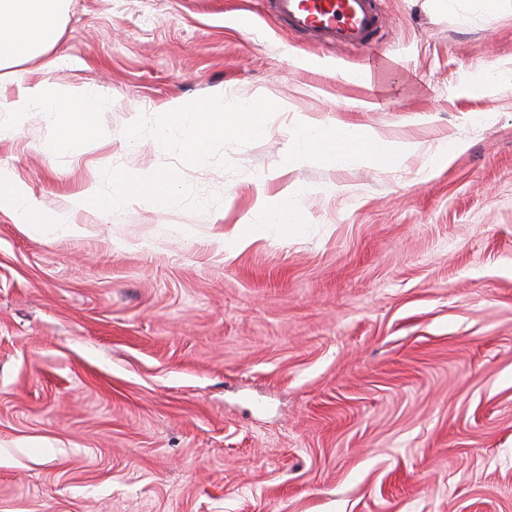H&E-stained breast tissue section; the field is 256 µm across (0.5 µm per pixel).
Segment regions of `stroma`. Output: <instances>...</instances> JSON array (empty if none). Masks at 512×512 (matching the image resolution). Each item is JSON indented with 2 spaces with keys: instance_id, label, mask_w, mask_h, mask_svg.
Masks as SVG:
<instances>
[{
  "instance_id": "stroma-1",
  "label": "stroma",
  "mask_w": 512,
  "mask_h": 512,
  "mask_svg": "<svg viewBox=\"0 0 512 512\" xmlns=\"http://www.w3.org/2000/svg\"><path fill=\"white\" fill-rule=\"evenodd\" d=\"M272 3L63 0L0 68V169L62 218L0 212V512H512V81L461 93L512 64V0H378L346 50ZM45 81L102 91L63 149L61 113L11 109ZM219 92L263 134L147 141ZM304 120L425 151L294 158ZM147 171L168 198L72 206ZM291 190L294 233L227 247ZM501 81H512V69L495 68L487 72H479L465 87V95L469 97H486L492 94L493 87Z\"/></svg>"
}]
</instances>
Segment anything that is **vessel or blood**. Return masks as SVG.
I'll use <instances>...</instances> for the list:
<instances>
[{
	"mask_svg": "<svg viewBox=\"0 0 512 512\" xmlns=\"http://www.w3.org/2000/svg\"><path fill=\"white\" fill-rule=\"evenodd\" d=\"M289 29L336 47L369 44L382 26L376 0H276Z\"/></svg>",
	"mask_w": 512,
	"mask_h": 512,
	"instance_id": "1",
	"label": "vessel or blood"
}]
</instances>
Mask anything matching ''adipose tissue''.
<instances>
[{
    "mask_svg": "<svg viewBox=\"0 0 512 512\" xmlns=\"http://www.w3.org/2000/svg\"><path fill=\"white\" fill-rule=\"evenodd\" d=\"M62 0H0V67L24 61L40 48L55 43L57 19ZM101 93L95 88L72 89L43 84L28 91L14 105L23 112L38 108L59 112L67 121L56 138L59 147L68 146L71 131L96 109ZM223 117L225 131L235 135L254 136L263 128L262 114L252 101L241 102L235 112L225 113L223 95H215L205 110L172 106L166 111L163 124L150 134L160 149L180 152L187 161L198 157L205 116ZM293 151L341 167L357 164L386 166L417 153L421 145L414 141H387L375 131L359 126H345L327 131L323 126L303 122L291 133ZM173 181L164 172L144 173L114 186L110 198L100 199L89 193L79 198V207L98 209L130 202L132 196L161 200ZM0 211L9 214L18 224H56L57 214L35 208L27 187L13 181L8 172L0 170Z\"/></svg>",
    "mask_w": 512,
    "mask_h": 512,
    "instance_id": "ef3b65f1",
    "label": "adipose tissue"
}]
</instances>
